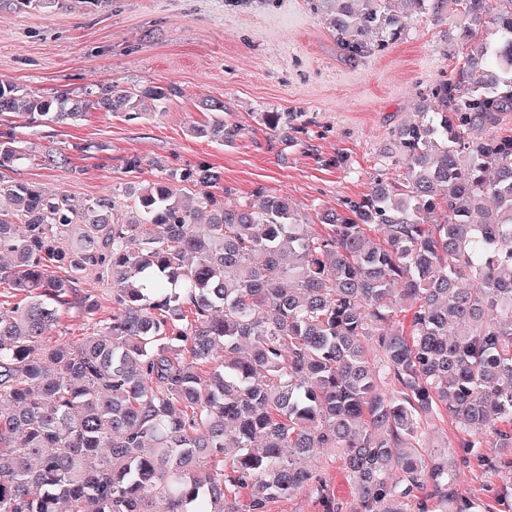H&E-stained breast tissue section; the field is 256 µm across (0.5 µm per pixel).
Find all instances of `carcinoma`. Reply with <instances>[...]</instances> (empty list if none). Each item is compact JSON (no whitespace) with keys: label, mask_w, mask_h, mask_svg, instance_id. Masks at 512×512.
<instances>
[{"label":"carcinoma","mask_w":512,"mask_h":512,"mask_svg":"<svg viewBox=\"0 0 512 512\" xmlns=\"http://www.w3.org/2000/svg\"><path fill=\"white\" fill-rule=\"evenodd\" d=\"M470 19L451 79L393 134L402 180L323 224L260 192L226 208L207 165L81 209L0 179V512H267L316 486L335 448L360 512H407L415 490L448 501L458 463L426 453L435 417L461 448L512 453V0H404ZM391 0H322L339 48L362 58L407 14ZM116 85L36 95L0 81V120L78 122L91 108L138 115ZM196 133L235 135L213 102ZM25 159L0 132V170ZM43 165L71 168L49 150ZM66 270L65 275L57 271ZM111 278L117 311L79 342L44 340L66 308L91 316L83 274ZM210 368L204 372L201 365ZM247 494L241 503L240 494Z\"/></svg>","instance_id":"1"}]
</instances>
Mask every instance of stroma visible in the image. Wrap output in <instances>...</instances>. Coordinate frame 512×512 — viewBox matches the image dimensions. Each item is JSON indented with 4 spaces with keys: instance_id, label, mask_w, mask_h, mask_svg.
Segmentation results:
<instances>
[{
    "instance_id": "stroma-1",
    "label": "stroma",
    "mask_w": 512,
    "mask_h": 512,
    "mask_svg": "<svg viewBox=\"0 0 512 512\" xmlns=\"http://www.w3.org/2000/svg\"><path fill=\"white\" fill-rule=\"evenodd\" d=\"M316 0H32L0 6V80L50 95H78L109 84L172 95L157 110L128 118L90 110L74 125L29 127L0 122L28 154L10 175L66 194L75 205L113 194L133 204L129 186L169 170L207 164L221 174L214 192L225 206L257 191L288 196L301 223L370 192L376 179L401 178L393 133L433 85L452 78L460 21L451 11L409 15L398 41L353 61ZM224 103L233 138L191 135L206 124L214 100ZM284 112L287 126L269 129L266 113ZM65 153L68 171L42 165L46 149ZM97 309L86 318L69 309L47 341L77 342L90 321L116 310L112 287L97 275L79 282ZM447 504L418 492L408 512H512V456L465 449ZM339 512H358L359 498L336 452L312 462Z\"/></svg>"
}]
</instances>
